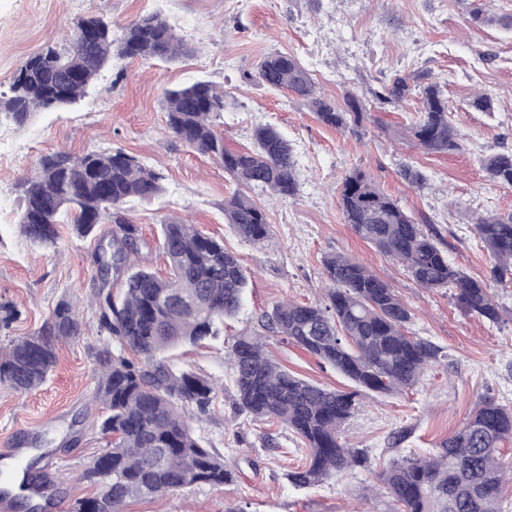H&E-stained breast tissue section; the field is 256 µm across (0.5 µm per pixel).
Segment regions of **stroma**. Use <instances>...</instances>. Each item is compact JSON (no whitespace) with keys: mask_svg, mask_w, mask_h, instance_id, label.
I'll list each match as a JSON object with an SVG mask.
<instances>
[{"mask_svg":"<svg viewBox=\"0 0 512 512\" xmlns=\"http://www.w3.org/2000/svg\"><path fill=\"white\" fill-rule=\"evenodd\" d=\"M472 0H0V92L8 91L21 62L49 46L65 44L79 19L97 16L114 28L158 13L196 48L175 62L113 60L78 104L38 112L25 126L0 121V303L17 306L15 320L0 324V347L39 329L63 298L80 306L82 336L59 343L45 382L19 394L0 385V449L25 447L38 482L55 501L72 504L93 487L77 476L106 441L98 428L95 354L109 346L91 296L97 283L93 238L73 225L59 227L55 248L32 243L18 223L23 183L44 156L120 149L162 177L164 193L152 202H128L140 228L141 265L162 273L160 224L182 220L224 242L249 276L242 308L217 339L180 347L168 355L174 371L208 379L216 389L207 419L194 423L204 447L217 449L234 474L221 489L199 485L151 500H133L125 512H349L361 503L376 512L372 488L379 464L397 453L438 449L485 399L512 407V288H495L503 308L499 323L463 313L451 290L420 288L343 223L338 200L346 173L358 169L436 230L440 248L471 277L487 279L491 259L478 244L469 215L512 213V189L488 180L483 157L512 151V30L474 25ZM295 56L328 100L345 92L370 98L395 74H427L447 97L450 122L462 147L430 154L417 147L408 126L421 107L419 89L371 112L360 127L321 124L287 91L262 85L257 67L272 52ZM203 80L234 98L218 119L232 149L252 147L256 127L272 125L288 138L298 192L281 198L261 193L272 239L254 244L224 222V200L237 185L214 158L165 132L164 90ZM491 95L490 110L475 106ZM411 164L423 187L400 175ZM342 252L388 282L413 313L411 332L437 344L442 359L401 395L361 399L344 426L348 443L365 450V466L299 489L287 472L305 463L307 450L282 424L240 414L228 349L235 337L260 333L259 317L284 300L310 302L327 286L323 260ZM270 356L308 382L350 391L336 369L287 339L266 340Z\"/></svg>","mask_w":512,"mask_h":512,"instance_id":"1","label":"stroma"}]
</instances>
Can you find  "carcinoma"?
I'll return each mask as SVG.
<instances>
[{"label":"carcinoma","mask_w":512,"mask_h":512,"mask_svg":"<svg viewBox=\"0 0 512 512\" xmlns=\"http://www.w3.org/2000/svg\"><path fill=\"white\" fill-rule=\"evenodd\" d=\"M478 25L508 26L512 15H499L487 0L470 10ZM89 25L92 36L78 33ZM192 52L186 39L158 14L139 17L112 37L111 24L99 17L78 20L67 43L49 46L18 67L8 92H0V116L25 125L39 110L63 109L77 103L112 60L172 61ZM259 81L306 101L326 126H360L371 111L352 93L339 106L316 93L309 73L294 56L272 53L257 70ZM410 91L398 77L373 95L378 104L395 103ZM422 108L410 124V135L427 153L460 149L458 131L448 121L449 104L435 82L420 88ZM162 107L171 135L224 165L239 189L224 200V220L243 239L262 244L271 238L265 211L252 193L282 198L297 194L293 149L276 128L254 131V149L232 151L214 129L213 119L232 102L205 81L167 89ZM490 181L512 188V153L486 158ZM163 192L161 177L136 157L118 150H91L80 156L42 158L38 171L25 181L19 224L25 236L44 247L58 238L61 217H71L86 237L111 226L112 270L126 275L122 296L114 298L101 279L95 304L100 326L121 348L115 355L96 353L98 397L106 409L100 429L112 436L110 448L95 457L82 474L95 491L76 499L69 512H123L131 500L151 499L198 485L220 489L233 481L224 456L201 445L184 411L207 417L213 385L192 373H177L160 355L182 344H198L220 333L224 318L241 309L248 279L239 259L224 242L193 224H161V249L170 274L160 277L135 265L139 227L124 205L132 199L151 201ZM339 208L343 223L381 254L400 264L422 288H450L468 315L492 324L503 308L490 282L475 279L452 266L438 247L436 234L382 192L360 170L342 180ZM476 239L492 260L491 282L512 284V214L469 216ZM329 287L317 303L277 304L260 317L265 331L286 337L304 351L331 365L357 389H327L304 381L275 362L262 335L238 336L229 359L235 372L237 408L255 419L280 422L305 443L306 463L288 471L298 488L318 485L344 470L368 462L365 452L341 440V428L353 415L360 392L397 394L418 384L439 358L440 348L408 332L410 308L394 289L362 263L344 255L324 260ZM82 336L79 316L70 301L60 300L41 327L13 340L0 351V385L18 393L40 387L56 360L58 343ZM512 439V408L483 401L463 426L435 453L401 455L377 473L382 496L393 508L386 512H505L501 445Z\"/></svg>","instance_id":"obj_1"}]
</instances>
